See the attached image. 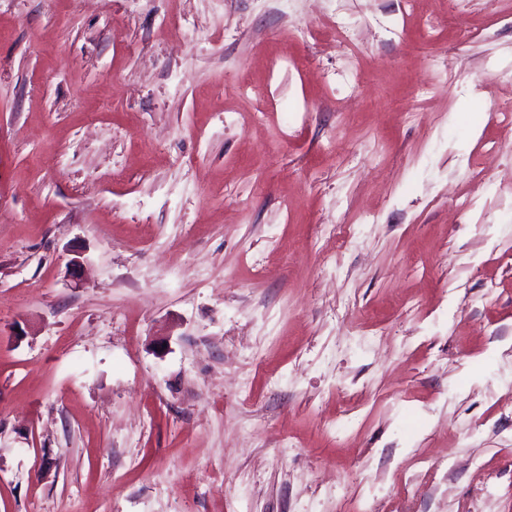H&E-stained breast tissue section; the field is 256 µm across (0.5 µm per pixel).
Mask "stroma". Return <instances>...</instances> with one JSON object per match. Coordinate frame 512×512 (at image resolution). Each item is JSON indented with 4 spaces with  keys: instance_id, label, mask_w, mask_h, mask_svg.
I'll return each mask as SVG.
<instances>
[{
    "instance_id": "1",
    "label": "stroma",
    "mask_w": 512,
    "mask_h": 512,
    "mask_svg": "<svg viewBox=\"0 0 512 512\" xmlns=\"http://www.w3.org/2000/svg\"><path fill=\"white\" fill-rule=\"evenodd\" d=\"M510 111L512 0H0V512H512Z\"/></svg>"
}]
</instances>
